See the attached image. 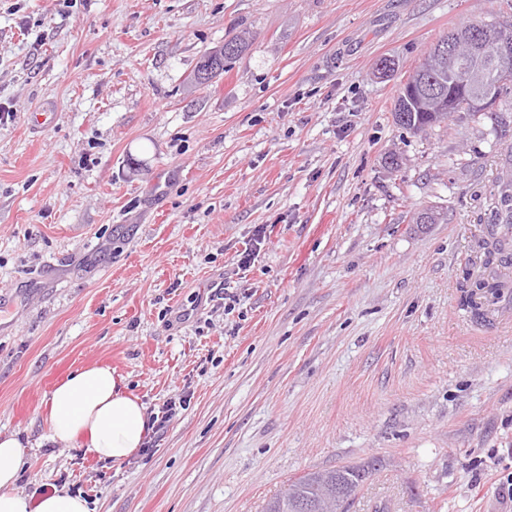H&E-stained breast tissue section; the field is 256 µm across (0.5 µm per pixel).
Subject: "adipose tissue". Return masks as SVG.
Wrapping results in <instances>:
<instances>
[{"mask_svg":"<svg viewBox=\"0 0 512 512\" xmlns=\"http://www.w3.org/2000/svg\"><path fill=\"white\" fill-rule=\"evenodd\" d=\"M46 407L53 444L82 448L115 464L138 452L147 434L143 403L106 364L71 372L51 391ZM24 464L22 442L0 436V512H89L86 500L63 491L31 500L17 485Z\"/></svg>","mask_w":512,"mask_h":512,"instance_id":"adipose-tissue-1","label":"adipose tissue"}]
</instances>
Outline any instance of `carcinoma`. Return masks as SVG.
Segmentation results:
<instances>
[{
    "label": "carcinoma",
    "instance_id": "cac0c4a2",
    "mask_svg": "<svg viewBox=\"0 0 512 512\" xmlns=\"http://www.w3.org/2000/svg\"><path fill=\"white\" fill-rule=\"evenodd\" d=\"M468 33L466 27L451 30L441 38L424 57L415 74L403 86L396 100L393 116L401 128L422 132L448 119L452 112H466L469 102L463 94L464 77L468 63L453 70L429 68L426 61L434 59L448 49V45ZM249 47L246 35H239L224 42V63L238 58ZM470 79L473 85L497 99L512 93V87L501 84L496 69L486 65L474 70ZM512 224V179L502 183L494 217L487 225L479 248L483 250L482 266L487 276L478 287L502 297L501 290L508 287V270L512 267V249L498 237V226ZM373 464L346 465L304 474L288 484V488L271 498L263 512H296L298 504L307 506V512H348L358 489L368 478Z\"/></svg>",
    "mask_w": 512,
    "mask_h": 512
}]
</instances>
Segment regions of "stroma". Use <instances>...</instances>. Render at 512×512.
Listing matches in <instances>:
<instances>
[{"instance_id": "35a3bbf8", "label": "stroma", "mask_w": 512, "mask_h": 512, "mask_svg": "<svg viewBox=\"0 0 512 512\" xmlns=\"http://www.w3.org/2000/svg\"><path fill=\"white\" fill-rule=\"evenodd\" d=\"M494 13L512 8L0 0V433L26 447L22 491L260 512L309 471L371 462L349 512H512V298L483 320L465 303L512 178V97L415 136L392 118L425 52ZM242 31L247 51L192 84ZM41 105L57 119L35 133ZM426 208L439 223H413ZM219 282L238 313L209 303ZM95 363L147 410L189 396L155 453L48 442V394Z\"/></svg>"}]
</instances>
